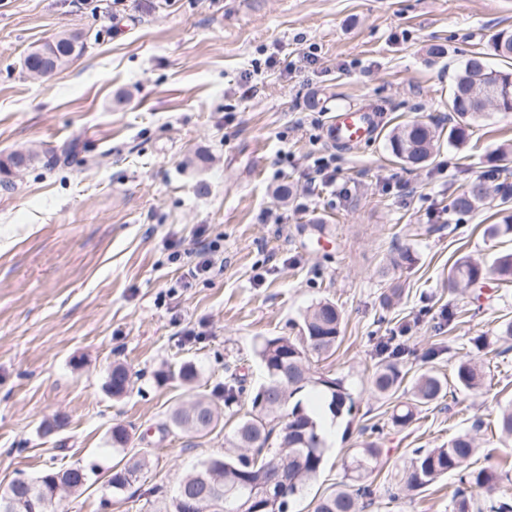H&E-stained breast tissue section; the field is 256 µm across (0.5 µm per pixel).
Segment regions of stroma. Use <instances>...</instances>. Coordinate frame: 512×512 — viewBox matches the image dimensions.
Masks as SVG:
<instances>
[{
    "label": "stroma",
    "mask_w": 512,
    "mask_h": 512,
    "mask_svg": "<svg viewBox=\"0 0 512 512\" xmlns=\"http://www.w3.org/2000/svg\"><path fill=\"white\" fill-rule=\"evenodd\" d=\"M510 25L512 0H0V158L77 144L68 165L0 188V491L79 464L91 474L64 512H173L182 476L223 452L229 430L194 438L171 412L199 396L223 407L232 370L259 386L260 337L298 335L325 299L343 312V341L312 368L342 378L355 407L295 512L345 482L349 449L370 441L382 455L364 512H454L455 477L403 491L414 449L472 432L475 468L512 460V440L486 427L512 399V341L498 337L512 289L486 280L465 323L446 319L459 299L453 263L489 266L512 251L485 232L501 223L497 209L451 208L458 186L487 177L512 144V112L488 111L465 145H441L423 168L398 162L385 140L410 121L447 127L456 70ZM63 30L82 34L83 53L33 79L25 55ZM358 104L382 115L375 139L329 143L336 109ZM323 154L336 158L332 189L310 180ZM281 184L293 187L284 201ZM204 241L221 245L224 271L193 279L171 252ZM401 250L410 262L392 265ZM391 335L405 370L449 377L465 356L483 366V388L395 426L393 400L368 385ZM117 362L135 381L120 399L106 389ZM186 363L198 373L190 384L178 377ZM59 413L68 427L46 435ZM118 424L123 448L112 445ZM130 458L147 466L113 493L110 470Z\"/></svg>",
    "instance_id": "stroma-1"
}]
</instances>
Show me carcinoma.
Wrapping results in <instances>:
<instances>
[{
  "label": "carcinoma",
  "instance_id": "carcinoma-1",
  "mask_svg": "<svg viewBox=\"0 0 512 512\" xmlns=\"http://www.w3.org/2000/svg\"><path fill=\"white\" fill-rule=\"evenodd\" d=\"M85 48L82 35L60 33L52 40L29 52L24 68L29 73L58 72ZM512 60V27L495 32L487 50L473 53L456 73L448 95V107L456 115V122L448 129V145L458 147L466 143L471 122L487 112L488 85L495 81L512 80V68L495 69L488 57ZM436 129L420 122L394 128L387 137V149L397 159L421 166L430 161L438 143ZM75 153V144L64 146L61 154L47 156L36 148L25 150V168L39 164L54 167L65 163ZM504 205L512 201V192L501 185L493 186L487 178L469 180L455 191L452 209L469 214L487 207L494 199ZM499 284L512 285V252L498 257L495 266L487 270L467 257L457 260L450 270L455 288H476L490 276ZM301 336H264L257 347V355L266 380L250 393V408L238 417L231 431L230 447L224 454L215 455L201 467L187 474L181 486L205 493L206 500L199 512H267L264 500L248 501V487H262L283 473L288 479L287 503L300 497L307 485L321 472L325 459V441L320 433L316 415L304 402L302 394L313 387L320 390L323 412L337 418L352 412L354 401L344 381L329 375L316 376L311 372V359L332 354L342 336V316L335 303L320 300L309 306L302 317ZM384 358L377 363L369 377L371 392L383 397L398 394L405 400L393 408L392 421L406 427L417 419L422 408L444 398L448 380L432 369L407 376L400 366L406 352L404 345L391 336L381 344ZM244 379L235 373L224 382V407L231 410L238 405L244 392ZM454 383L460 391H475L483 387L484 375L473 359H462L454 371ZM133 374L122 364L112 367L106 387L112 396L120 398L132 390ZM173 426L195 437L208 434L218 423L209 402L200 397L187 407L178 408L170 416ZM495 430L504 438L512 439V402L500 407L494 422ZM477 444L469 434H461L446 448H417L404 477L409 491L426 488L447 475L458 476L465 488H455V512H481L473 492L493 491L501 480L494 468L473 470L471 459ZM381 449L372 442L349 452L345 463L348 482L314 501L312 512H362L365 501L373 495L367 478L373 472ZM145 461L128 460L123 466L112 468L108 485L112 492L121 493L140 478ZM52 478L43 481L30 494L10 492L0 494V512H51L62 498L58 485L78 491L88 480L81 466L64 470H49Z\"/></svg>",
  "mask_w": 512,
  "mask_h": 512
}]
</instances>
